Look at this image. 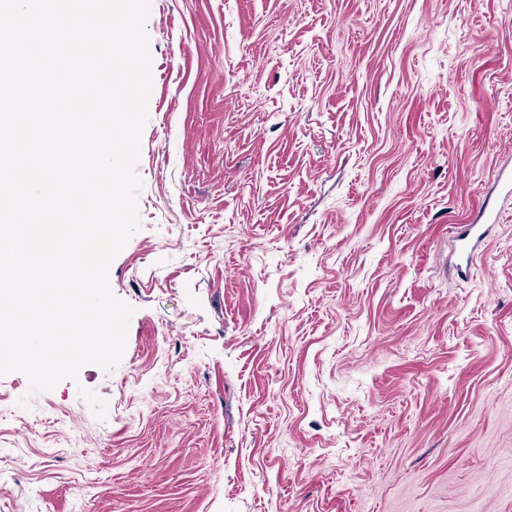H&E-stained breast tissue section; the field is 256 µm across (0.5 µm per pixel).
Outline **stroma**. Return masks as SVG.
Instances as JSON below:
<instances>
[{"label":"stroma","instance_id":"obj_1","mask_svg":"<svg viewBox=\"0 0 512 512\" xmlns=\"http://www.w3.org/2000/svg\"><path fill=\"white\" fill-rule=\"evenodd\" d=\"M147 32L125 353L0 376V512H512V0H151Z\"/></svg>","mask_w":512,"mask_h":512}]
</instances>
